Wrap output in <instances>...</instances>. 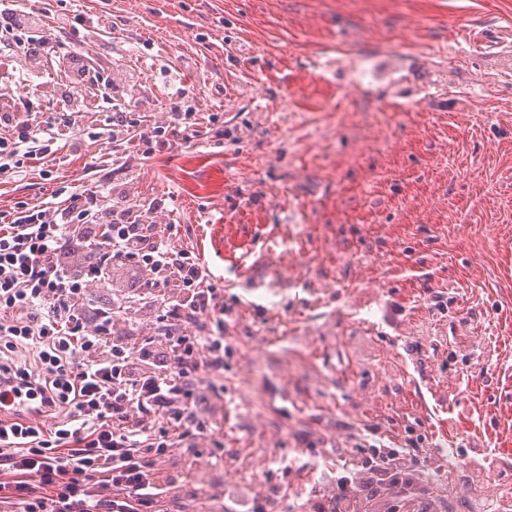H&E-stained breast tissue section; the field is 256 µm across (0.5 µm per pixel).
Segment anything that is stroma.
I'll return each mask as SVG.
<instances>
[{
	"mask_svg": "<svg viewBox=\"0 0 512 512\" xmlns=\"http://www.w3.org/2000/svg\"><path fill=\"white\" fill-rule=\"evenodd\" d=\"M78 5L141 126L180 100L197 133L147 153L89 115L51 176L0 182V210L100 183L161 199L158 232L215 274L223 316L182 326L219 340L189 376L200 431L151 457L153 512L265 494L321 512L340 459L393 448L420 475L454 450L465 491L404 496L387 474L374 512H471L512 487V69L469 42L512 31V0Z\"/></svg>",
	"mask_w": 512,
	"mask_h": 512,
	"instance_id": "stroma-1",
	"label": "stroma"
}]
</instances>
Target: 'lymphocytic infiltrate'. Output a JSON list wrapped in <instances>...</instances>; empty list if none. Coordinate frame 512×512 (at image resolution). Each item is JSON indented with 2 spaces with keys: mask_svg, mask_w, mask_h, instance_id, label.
Wrapping results in <instances>:
<instances>
[{
  "mask_svg": "<svg viewBox=\"0 0 512 512\" xmlns=\"http://www.w3.org/2000/svg\"><path fill=\"white\" fill-rule=\"evenodd\" d=\"M12 2L0 9V180L23 178L62 134H77L87 97L104 112L112 141L137 124L111 73L83 52L68 0H46L37 11ZM62 57L80 63L78 83L60 91L72 117L64 129L33 110L53 86L49 63ZM129 207L98 184L61 202L0 211V504L13 512H140L158 498L147 455L194 436L197 414L182 380L201 341L180 326L214 312L213 274L154 232L148 218L161 203L134 216ZM119 273L154 299L163 354L118 337L125 300H94ZM31 347L32 368L18 359ZM21 393L35 400V418L14 415L9 398ZM41 416L52 426L38 424ZM159 417L169 428L155 430Z\"/></svg>",
  "mask_w": 512,
  "mask_h": 512,
  "instance_id": "f902f5d3",
  "label": "lymphocytic infiltrate"
}]
</instances>
